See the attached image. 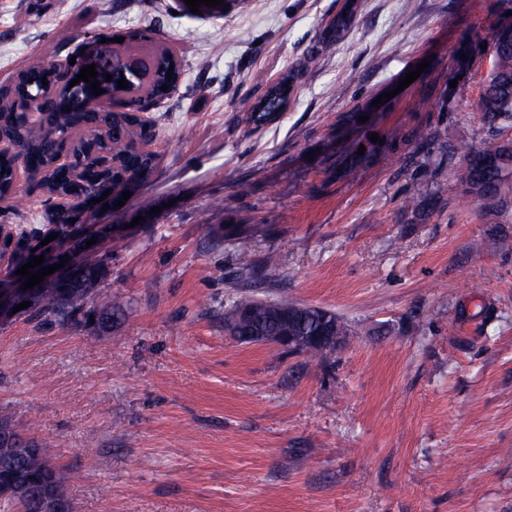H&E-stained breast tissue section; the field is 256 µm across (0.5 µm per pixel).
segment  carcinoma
<instances>
[{
    "label": "carcinoma",
    "mask_w": 512,
    "mask_h": 512,
    "mask_svg": "<svg viewBox=\"0 0 512 512\" xmlns=\"http://www.w3.org/2000/svg\"><path fill=\"white\" fill-rule=\"evenodd\" d=\"M353 13L339 14L336 23L328 30L327 37L337 41L352 22ZM124 41L116 43L113 36L111 46L115 56L132 54L142 58V68L136 75L129 74L125 79L126 88L118 87V79L107 80L100 73L96 80L106 93H112L125 101L124 110L88 111L85 102L94 97L90 84L78 82L61 99L54 112L49 129L37 137L28 135L25 129L22 101L38 94L42 88V78L49 77L45 68L47 62L39 60L21 72L15 86L19 103L5 104L0 108V118L12 126L21 138L26 163L40 174L39 186L48 193L45 207L50 200L63 196H75L79 205L71 211L60 214L51 212L48 223L59 228L72 218H82L80 206L103 197L107 190L114 189L116 183L123 187L136 185L152 172L155 157L124 149L126 142L136 135L151 136L142 130L137 112L142 102L149 99H163L172 94L182 80L183 64L171 56L155 39L144 32L131 31L123 35ZM491 49L493 64L483 85L476 108L488 128V137L475 149H460L462 160L453 168L454 179L463 193L481 201L493 211L504 206L500 190L512 186V139L500 136V129L512 125V31L502 32ZM168 87L162 91L161 87ZM288 103V83L280 82L270 86L264 96L247 113L245 122L260 126L274 114H282ZM94 125L105 132L106 138L97 145L99 159H110L114 164L105 166L90 163V169L81 182L72 180L69 175L54 167L57 146L56 137L66 134L76 126ZM17 157L12 155L0 159V197L10 194L14 182ZM240 278L249 280L260 276L272 283L280 280V263L273 253L262 260L253 262L246 252L238 256ZM101 278L100 266H90L80 271L63 269L56 285L27 307L23 314L33 320H49L61 325L82 321L98 311L112 313V324L124 321L125 305L121 298L101 293L98 283ZM306 305L297 303L281 294L273 301L256 298L234 299L224 312V330L238 334L239 341L251 344L250 336L263 333L275 336L291 327L299 336H318L322 327L332 324L335 335L347 336L350 326L336 313L325 309L319 319L305 311ZM40 452L22 458L25 473L33 481L45 477L43 464L49 461L47 445L39 444Z\"/></svg>",
    "instance_id": "obj_1"
}]
</instances>
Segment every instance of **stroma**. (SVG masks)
I'll return each mask as SVG.
<instances>
[{"instance_id": "stroma-1", "label": "stroma", "mask_w": 512, "mask_h": 512, "mask_svg": "<svg viewBox=\"0 0 512 512\" xmlns=\"http://www.w3.org/2000/svg\"><path fill=\"white\" fill-rule=\"evenodd\" d=\"M344 2L0 0V84L101 34L152 31L184 63L147 114L153 172L73 232L125 322H0V414L50 442L75 512H512V244L492 245L512 215L496 223L441 161L487 135L475 104L512 0H358L320 46ZM292 71L280 119L243 123ZM414 182L435 193L424 218ZM28 190L0 221L46 238ZM243 249L275 253L281 280L241 286ZM283 291L352 335L312 358L225 333L232 299Z\"/></svg>"}]
</instances>
